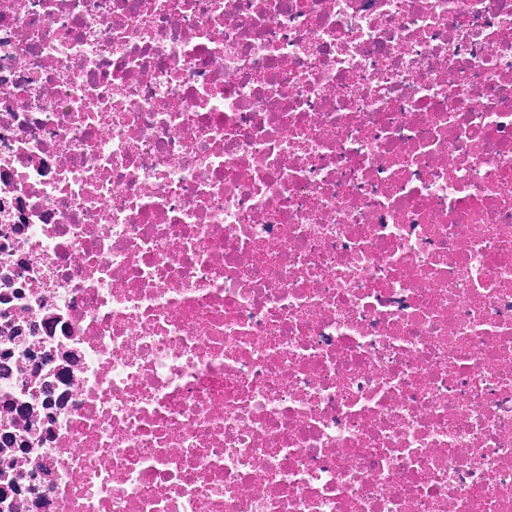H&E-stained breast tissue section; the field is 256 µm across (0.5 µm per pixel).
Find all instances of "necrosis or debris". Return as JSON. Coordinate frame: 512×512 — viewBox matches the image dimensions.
<instances>
[{"label": "necrosis or debris", "instance_id": "necrosis-or-debris-1", "mask_svg": "<svg viewBox=\"0 0 512 512\" xmlns=\"http://www.w3.org/2000/svg\"><path fill=\"white\" fill-rule=\"evenodd\" d=\"M0 512H512V0H0Z\"/></svg>", "mask_w": 512, "mask_h": 512}]
</instances>
